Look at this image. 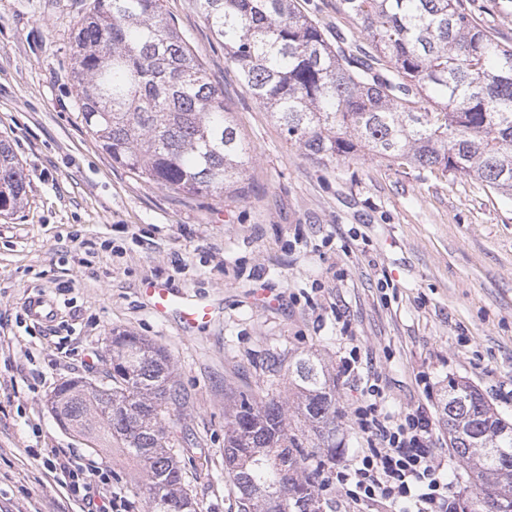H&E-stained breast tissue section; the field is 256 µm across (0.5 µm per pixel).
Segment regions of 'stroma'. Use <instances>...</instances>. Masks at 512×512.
<instances>
[{"label": "stroma", "instance_id": "1", "mask_svg": "<svg viewBox=\"0 0 512 512\" xmlns=\"http://www.w3.org/2000/svg\"><path fill=\"white\" fill-rule=\"evenodd\" d=\"M89 2L0 0V138L27 176L25 204L0 216V512H81L41 463L62 452L111 469L129 512H146L141 466L90 447L50 404L67 379L101 381L116 330L171 359L187 403L170 445L201 512H237L225 391L261 384L284 350L319 354L337 376V462L365 446L358 385L375 377L387 411L428 408L444 475L467 496L440 405L463 378L512 419V200L437 169L305 157L241 88L196 0L163 10L224 89L251 155L244 189L190 197L137 178L76 118L71 42ZM299 4L328 39L358 30L336 0ZM151 281L206 298L212 322L185 334L156 317ZM40 293L59 310L52 324L27 314Z\"/></svg>", "mask_w": 512, "mask_h": 512}]
</instances>
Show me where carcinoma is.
Returning <instances> with one entry per match:
<instances>
[{
    "label": "carcinoma",
    "mask_w": 512,
    "mask_h": 512,
    "mask_svg": "<svg viewBox=\"0 0 512 512\" xmlns=\"http://www.w3.org/2000/svg\"><path fill=\"white\" fill-rule=\"evenodd\" d=\"M475 0H338L369 39L363 57L333 45L296 0H197L245 91L303 154H360L391 165L474 175L512 196V47L478 22ZM76 119L112 162L185 196H224L251 156L224 89L213 84L162 0H92L74 37ZM26 175L0 139V215ZM112 373L62 382L59 423L142 466L148 512H200L168 425L184 398L166 351L122 332ZM258 391L224 393V471L238 512H324L336 466V378L313 352L279 357ZM286 385L288 400H280ZM449 445L475 487L461 512H512V422L464 380L441 406Z\"/></svg>",
    "instance_id": "cac0c4a2"
}]
</instances>
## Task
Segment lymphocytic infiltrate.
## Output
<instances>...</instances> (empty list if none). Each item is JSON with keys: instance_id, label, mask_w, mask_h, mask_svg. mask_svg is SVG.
<instances>
[{"instance_id": "1", "label": "lymphocytic infiltrate", "mask_w": 512, "mask_h": 512, "mask_svg": "<svg viewBox=\"0 0 512 512\" xmlns=\"http://www.w3.org/2000/svg\"><path fill=\"white\" fill-rule=\"evenodd\" d=\"M384 393L378 383H366L356 424L366 446L328 476L345 497L352 512L372 505H397L405 512H454V494L431 447L432 423L423 409L392 414L384 411ZM53 482L75 500L98 495L94 512H125L126 503L112 490L110 474L84 466L73 457L43 461Z\"/></svg>"}]
</instances>
